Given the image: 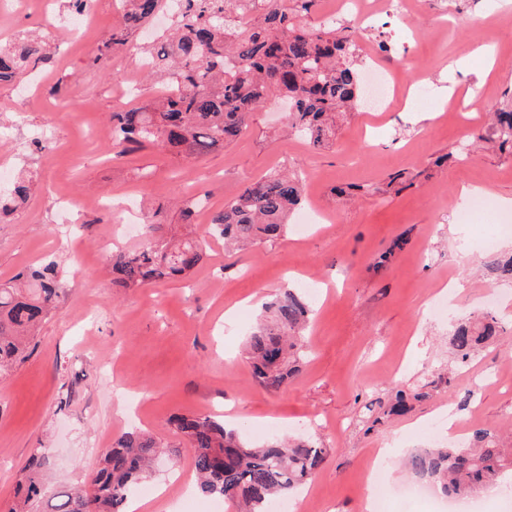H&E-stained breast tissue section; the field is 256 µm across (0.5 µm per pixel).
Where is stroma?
<instances>
[{
  "instance_id": "35a3bbf8",
  "label": "stroma",
  "mask_w": 512,
  "mask_h": 512,
  "mask_svg": "<svg viewBox=\"0 0 512 512\" xmlns=\"http://www.w3.org/2000/svg\"><path fill=\"white\" fill-rule=\"evenodd\" d=\"M73 19L69 0H9L0 45L32 31L51 58L19 84L0 86V191L31 180L29 199L0 221V280L48 256L65 290L41 325L30 357L0 374V512L31 455H42L43 500L86 486L113 438L152 434L173 457L138 484L141 512H234L194 487L192 454L175 434L177 414L231 415L246 442L315 434L332 453L296 494L298 512H363L370 471L383 467V512H422L397 496L412 480L418 448L458 446L480 426L512 424V383L496 382L512 358V283L486 268L512 254V225L493 251L458 216L463 188L492 204L512 199V154L477 143L490 115L512 104V0H416L412 21L378 15L362 30L379 42L430 102L381 112L358 106L336 120L329 147L284 130V105L251 116L239 139L186 158L154 146L119 153L113 112L141 106L163 87L144 61L175 17L159 14L128 44L100 56L119 25L115 0H92ZM304 174V201L284 236L243 254L209 240L183 280L128 292L112 286V239L129 216L179 233L174 203L200 200L199 231L242 186L282 169ZM312 278L318 298L300 372L271 393L253 379L245 341L263 302ZM454 293H446L448 284ZM491 312L500 343L464 366L448 362L457 321ZM428 398L399 417L384 410L397 390ZM454 412L462 436L436 423ZM391 456L378 458L379 448Z\"/></svg>"
}]
</instances>
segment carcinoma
Listing matches in <instances>:
<instances>
[{"mask_svg":"<svg viewBox=\"0 0 512 512\" xmlns=\"http://www.w3.org/2000/svg\"><path fill=\"white\" fill-rule=\"evenodd\" d=\"M122 23L100 49L105 55L129 37L168 0H119ZM315 0H176L175 27L149 64L169 71L165 90L145 105L112 113L111 138L126 149L161 146L185 157H200L229 143L248 128L252 113L275 99L290 104L288 129L321 148L335 135L336 116L356 108L363 97L355 62L361 35L326 20L313 30L304 18ZM48 43L38 37L0 46V84H13L26 71L49 60ZM484 139L512 150V109L496 114ZM30 194L18 181L0 195V218ZM303 201L295 176L273 174L247 183L212 215L209 234L231 249L282 237L291 213ZM204 241L190 235L167 238L160 224L145 225V240L134 251L112 253V286L124 290L181 276L202 258ZM496 278L512 282V256L494 258ZM64 291L55 260L47 258L15 279L0 283V373L28 357L30 343ZM264 316L249 337L246 353L254 380L268 391L294 377L302 356L301 334L312 307L296 289L263 306ZM502 333L495 318L460 321L449 345L456 360L467 362L480 345ZM427 398L417 389L399 390L386 414H401ZM176 433L194 458L199 488L224 498L237 512H266L273 496H285L306 483L327 461L329 449L311 437L273 438L260 446L243 443L236 430L215 417H173ZM165 446L133 431L112 440L87 488L59 492L44 512H126L134 485L151 474ZM407 467L447 497L467 498L499 483L512 469V445L492 426L473 430L463 447H437L409 455ZM42 459L32 456L11 512H32L41 495Z\"/></svg>","mask_w":512,"mask_h":512,"instance_id":"cac0c4a2","label":"carcinoma"}]
</instances>
